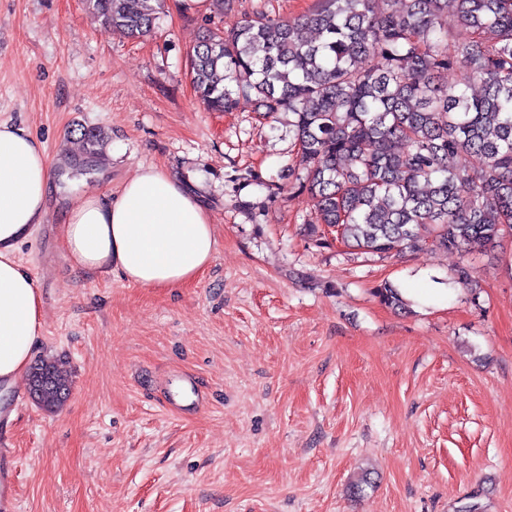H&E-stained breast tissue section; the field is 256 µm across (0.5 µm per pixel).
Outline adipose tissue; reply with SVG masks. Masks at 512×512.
<instances>
[{
  "label": "adipose tissue",
  "instance_id": "1",
  "mask_svg": "<svg viewBox=\"0 0 512 512\" xmlns=\"http://www.w3.org/2000/svg\"><path fill=\"white\" fill-rule=\"evenodd\" d=\"M42 144L25 127L0 123V381L14 384L34 356L40 291L17 258L43 224L56 193ZM62 251L74 270L118 274L142 288L184 285L207 268L216 238L199 197L156 166L127 178L117 195L82 192L61 212Z\"/></svg>",
  "mask_w": 512,
  "mask_h": 512
}]
</instances>
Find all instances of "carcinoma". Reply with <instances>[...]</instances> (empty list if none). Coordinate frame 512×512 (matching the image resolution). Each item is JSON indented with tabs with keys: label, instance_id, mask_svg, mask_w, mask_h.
<instances>
[{
	"label": "carcinoma",
	"instance_id": "cac0c4a2",
	"mask_svg": "<svg viewBox=\"0 0 512 512\" xmlns=\"http://www.w3.org/2000/svg\"><path fill=\"white\" fill-rule=\"evenodd\" d=\"M162 2L86 0L130 39L153 32ZM454 3L450 15L448 0H317L296 19L257 11L194 45L190 74L206 108L254 100L292 115L307 162L297 190L314 208L308 239L334 225L344 245L381 258L512 240V0ZM458 28L468 41L456 42ZM459 58L467 81L450 86ZM473 82L481 92L470 95ZM374 294L409 310L390 282ZM32 374L36 404L58 409L70 387L57 365L42 359Z\"/></svg>",
	"mask_w": 512,
	"mask_h": 512
}]
</instances>
